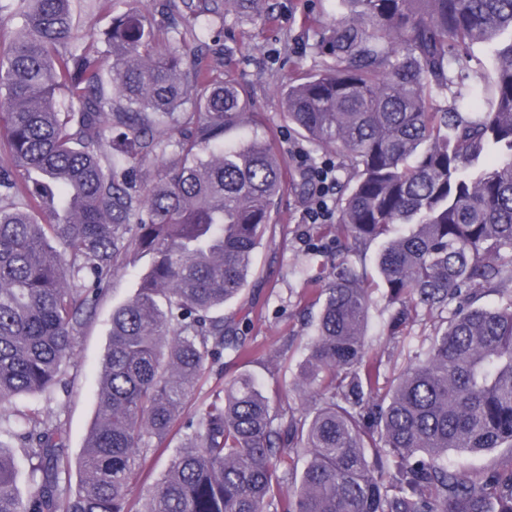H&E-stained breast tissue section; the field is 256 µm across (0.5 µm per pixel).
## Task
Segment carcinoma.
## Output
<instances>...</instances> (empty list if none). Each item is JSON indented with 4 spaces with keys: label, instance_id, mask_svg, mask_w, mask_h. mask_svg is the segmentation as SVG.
<instances>
[{
    "label": "carcinoma",
    "instance_id": "1",
    "mask_svg": "<svg viewBox=\"0 0 512 512\" xmlns=\"http://www.w3.org/2000/svg\"><path fill=\"white\" fill-rule=\"evenodd\" d=\"M341 2L321 69L288 86L282 109L346 158L328 228L357 260L341 257L321 286L305 367L281 391H313L314 405L279 416L245 374L185 414L209 361L248 356L245 317L219 310L246 287L284 186L270 142L224 146L250 102L204 64L199 33L219 6L168 0L164 26L127 7L104 39L78 44L71 0H0L21 21L0 47V433L20 443L33 481L21 498L0 442V512H133L130 485L177 433L184 443L138 512H512V468L445 463L450 450L512 452V293L450 308L463 287L512 285V39L495 51L480 110H469V74L455 72L512 33V0ZM490 154L498 162L481 164ZM396 224L407 232L375 259L390 334L421 311L449 316L375 396L364 252ZM143 258L136 295L112 312L71 492L60 428L11 404L58 383L112 275Z\"/></svg>",
    "mask_w": 512,
    "mask_h": 512
}]
</instances>
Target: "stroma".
<instances>
[{"label": "stroma", "instance_id": "stroma-1", "mask_svg": "<svg viewBox=\"0 0 512 512\" xmlns=\"http://www.w3.org/2000/svg\"><path fill=\"white\" fill-rule=\"evenodd\" d=\"M163 0H73L72 8L79 40L100 34L114 12L132 5L144 13L159 16ZM269 20L255 19L240 12L228 0L221 8L204 41L213 42L208 62L214 74L233 80L245 89L254 116L245 126L226 135L236 144L253 134H268L274 141L286 169V187L275 206V222L265 234L254 255V271L238 302L227 305V312L246 310L251 322L245 330L252 348L249 359L224 355L213 364L192 402L199 408L208 404L213 390L225 379L238 374L251 375L263 386L277 412L288 409L278 395L283 382L300 372L307 346L314 333L322 299L310 287L303 270L326 262L336 243L324 237L309 242L301 231L306 222L309 186L297 172L293 151L304 149L313 162L331 160L341 164L335 149L322 150L309 143L289 126L280 107V98L289 83L315 69V44L324 31L317 14L316 0H265ZM141 265H128L116 272L107 292L98 300L94 313L85 321L73 343V359L62 381L52 392L16 400L14 410L51 417L66 440L71 485H78L80 463L96 408L102 358L109 342L112 311L136 292ZM389 310L383 297H376L366 330L368 356L380 362L386 380L405 365L409 355L421 346L434 327V316L419 314L406 335H389Z\"/></svg>", "mask_w": 512, "mask_h": 512}]
</instances>
